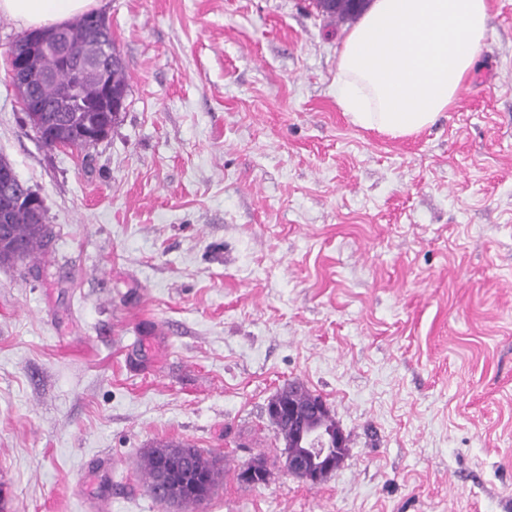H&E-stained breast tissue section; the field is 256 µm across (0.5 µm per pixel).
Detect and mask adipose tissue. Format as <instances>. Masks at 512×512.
<instances>
[{"label":"adipose tissue","mask_w":512,"mask_h":512,"mask_svg":"<svg viewBox=\"0 0 512 512\" xmlns=\"http://www.w3.org/2000/svg\"><path fill=\"white\" fill-rule=\"evenodd\" d=\"M98 0H0L29 29L82 16ZM487 0H374L345 37L336 102L354 125L393 138L432 126L455 103L482 48Z\"/></svg>","instance_id":"1"}]
</instances>
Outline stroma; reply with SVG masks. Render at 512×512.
Segmentation results:
<instances>
[{
	"label": "stroma",
	"instance_id": "stroma-1",
	"mask_svg": "<svg viewBox=\"0 0 512 512\" xmlns=\"http://www.w3.org/2000/svg\"><path fill=\"white\" fill-rule=\"evenodd\" d=\"M488 5L455 106L393 138L337 105L350 25L308 0H99L126 108L53 151L0 16V155L51 228L0 266V512H165L156 441L223 457L195 512H512V0ZM291 381L349 437L318 485L266 417Z\"/></svg>",
	"mask_w": 512,
	"mask_h": 512
}]
</instances>
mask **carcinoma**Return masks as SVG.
Wrapping results in <instances>:
<instances>
[{"label": "carcinoma", "instance_id": "carcinoma-1", "mask_svg": "<svg viewBox=\"0 0 512 512\" xmlns=\"http://www.w3.org/2000/svg\"><path fill=\"white\" fill-rule=\"evenodd\" d=\"M107 49L112 50V90L126 95L129 89L126 66L109 28H93L82 17L71 24L54 27V38L45 53L28 48L21 36L12 44L11 50L17 55L29 58L30 72L34 77L30 98L44 104L58 103L67 96L68 86L77 87V93L70 95L64 111L26 113L27 124L44 148L53 150L62 145L78 148L91 128H110L120 121L119 115L107 111L109 105L103 102L97 88V67ZM61 53L82 62L85 75L79 82H72L65 66L59 63L58 55ZM45 220L42 211L16 210L10 223V242L0 246V265L17 264L19 250L24 259L33 257L49 236ZM282 397L299 406L312 405L320 399V395L303 386L290 393L286 385L282 387ZM172 462L178 464L176 483L185 502L200 504L214 495L223 472L222 459L216 456L208 458L201 449L187 442H159L144 450L142 470L148 489H154L159 472Z\"/></svg>", "mask_w": 512, "mask_h": 512}]
</instances>
